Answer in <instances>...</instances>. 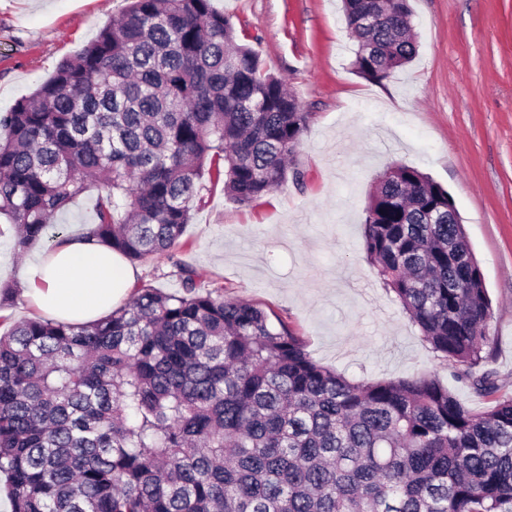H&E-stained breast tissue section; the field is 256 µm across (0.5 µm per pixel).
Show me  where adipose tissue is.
<instances>
[{
	"label": "adipose tissue",
	"instance_id": "obj_1",
	"mask_svg": "<svg viewBox=\"0 0 512 512\" xmlns=\"http://www.w3.org/2000/svg\"><path fill=\"white\" fill-rule=\"evenodd\" d=\"M25 276L47 317L85 325L122 304L136 271L110 248L73 237L28 264Z\"/></svg>",
	"mask_w": 512,
	"mask_h": 512
}]
</instances>
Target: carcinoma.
Instances as JSON below:
<instances>
[{
	"mask_svg": "<svg viewBox=\"0 0 512 512\" xmlns=\"http://www.w3.org/2000/svg\"><path fill=\"white\" fill-rule=\"evenodd\" d=\"M353 66L412 61L408 0H343ZM309 114L212 0H129L122 18L0 112V215L26 251L96 192L84 239L130 261L179 244L205 190L239 203L284 184ZM363 244L384 286L486 398L430 374L353 382L281 318L144 284L98 321L40 316L0 335V473L12 512H512V394L482 369L491 301L451 196L387 169Z\"/></svg>",
	"mask_w": 512,
	"mask_h": 512,
	"instance_id": "carcinoma-1",
	"label": "carcinoma"
}]
</instances>
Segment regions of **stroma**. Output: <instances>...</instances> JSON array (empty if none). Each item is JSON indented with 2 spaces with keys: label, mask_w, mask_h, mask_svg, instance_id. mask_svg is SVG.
Listing matches in <instances>:
<instances>
[{
  "label": "stroma",
  "mask_w": 512,
  "mask_h": 512,
  "mask_svg": "<svg viewBox=\"0 0 512 512\" xmlns=\"http://www.w3.org/2000/svg\"><path fill=\"white\" fill-rule=\"evenodd\" d=\"M416 58L381 82L359 75L341 0H213L309 121L292 158L305 175L241 204L209 183L169 252L136 278L181 288L173 262L202 286L280 316L310 356L354 382L435 375L466 406L487 401L453 378L377 278L363 248L368 197L405 164L445 188L493 304L485 368L512 393V0H409ZM127 0H0V112L92 42ZM0 215V285L17 290L8 325L36 316L21 271L47 245L13 250Z\"/></svg>",
  "instance_id": "stroma-1"
}]
</instances>
